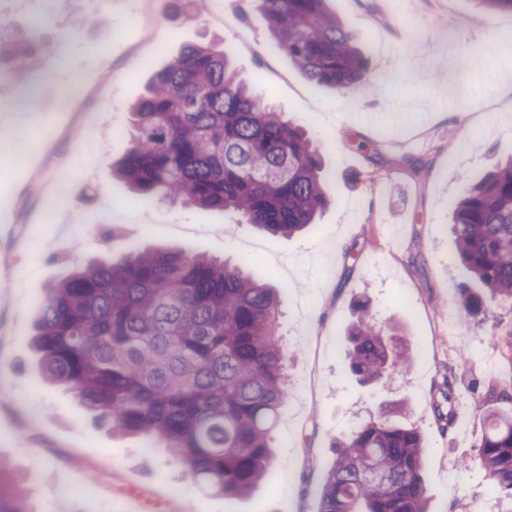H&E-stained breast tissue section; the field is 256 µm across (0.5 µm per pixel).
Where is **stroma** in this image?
<instances>
[{
  "instance_id": "35a3bbf8",
  "label": "stroma",
  "mask_w": 512,
  "mask_h": 512,
  "mask_svg": "<svg viewBox=\"0 0 512 512\" xmlns=\"http://www.w3.org/2000/svg\"><path fill=\"white\" fill-rule=\"evenodd\" d=\"M213 0L200 13L152 0L148 21L161 45L143 46L137 0H0V37L25 33L40 53L35 68L0 65V102L36 87L35 112H0V462L23 487L29 512H319V490L336 461L334 443L379 407L404 402L403 423L425 437L429 512H482L484 482L465 467L483 432L490 388L512 370V302L486 299L459 316L469 276L456 255L449 197L468 179L512 156V125L501 123L499 83H512V12H480L475 0H328L359 42L368 73L346 94L312 82L271 37L256 0ZM459 21L448 34L449 21ZM225 47L262 98L321 144L331 203L293 236H273L237 216L147 201L112 173L134 134L133 104L153 74L183 46ZM478 54L480 67L458 74ZM105 87L87 99L92 123L57 105L73 70ZM468 107L465 120L453 110ZM472 146L463 151L461 139ZM374 143V165L358 140ZM62 157L83 173L61 217L43 221ZM156 246L261 269L279 290L280 327L290 352L288 406L272 432L278 459L248 494L201 488L165 444L113 432L68 388L46 381L31 326L46 288L96 259H121ZM368 302L387 335L415 356L413 367L365 383L348 368L355 305ZM496 356L495 366L475 360ZM457 378L463 423L445 431L430 403Z\"/></svg>"
}]
</instances>
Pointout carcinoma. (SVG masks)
Listing matches in <instances>:
<instances>
[{
  "mask_svg": "<svg viewBox=\"0 0 512 512\" xmlns=\"http://www.w3.org/2000/svg\"><path fill=\"white\" fill-rule=\"evenodd\" d=\"M270 34L314 82L355 90L367 60L327 0H258ZM0 50L37 57L20 36ZM137 136L117 174L146 199H180L232 212L291 236L330 202L319 146L262 103L226 52L184 47L133 109ZM461 263L493 296L512 300V161L449 201ZM482 309L463 294L468 321ZM279 304L258 271L246 275L205 255L135 250L88 265L47 289L34 345L44 376L75 392L123 434L166 443L187 474L226 497L249 493L274 464L269 438L286 404L287 353ZM350 371L364 381L408 367L368 304L348 332ZM455 380L433 397L445 429L456 424ZM392 404L336 439L320 512H427L425 438L396 422ZM468 461L512 497V410L492 407ZM0 512H27L21 489L0 479Z\"/></svg>",
  "mask_w": 512,
  "mask_h": 512,
  "instance_id": "1",
  "label": "carcinoma"
}]
</instances>
